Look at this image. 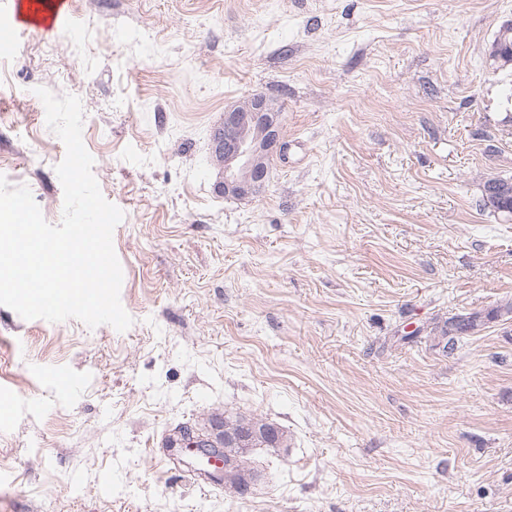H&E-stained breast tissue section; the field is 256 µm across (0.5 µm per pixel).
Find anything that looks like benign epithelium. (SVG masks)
Masks as SVG:
<instances>
[{"instance_id":"obj_1","label":"benign epithelium","mask_w":512,"mask_h":512,"mask_svg":"<svg viewBox=\"0 0 512 512\" xmlns=\"http://www.w3.org/2000/svg\"><path fill=\"white\" fill-rule=\"evenodd\" d=\"M213 145L222 164L218 191L239 200L257 195L265 187L275 160L285 158L288 150L275 102L253 95L226 108L224 120L214 130ZM221 428L218 423L209 428L210 433L221 434V444L205 440L198 446L193 436L189 448L213 459L224 455V443L247 439L244 432H223Z\"/></svg>"}]
</instances>
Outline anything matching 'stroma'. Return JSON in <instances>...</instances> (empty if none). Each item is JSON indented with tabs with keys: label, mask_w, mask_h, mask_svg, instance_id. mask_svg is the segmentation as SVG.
Segmentation results:
<instances>
[{
	"label": "stroma",
	"mask_w": 512,
	"mask_h": 512,
	"mask_svg": "<svg viewBox=\"0 0 512 512\" xmlns=\"http://www.w3.org/2000/svg\"><path fill=\"white\" fill-rule=\"evenodd\" d=\"M512 0H68L0 53V174L58 224L73 94L123 220V332L0 305V512H512V315L435 349V318L512 301ZM260 94L287 157L216 189L212 133ZM77 385L58 384L53 372ZM257 415L289 447L251 497L185 478L163 435ZM502 25L487 50V60L496 70L512 68V33L500 38ZM491 52V54H489ZM496 179L501 183L511 182V186L508 189V196L505 201H502V196L499 193L494 192L499 184H492V180ZM493 191V192H492ZM481 206L484 210H489L490 212L501 215L504 218L512 217V179L501 177V176H493L488 178L482 185L481 188Z\"/></svg>",
	"instance_id": "1"
}]
</instances>
